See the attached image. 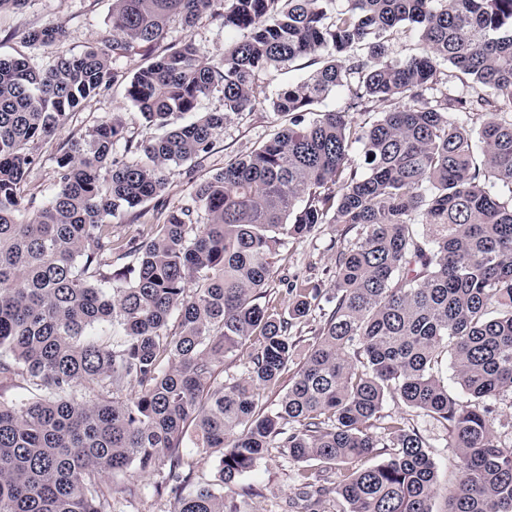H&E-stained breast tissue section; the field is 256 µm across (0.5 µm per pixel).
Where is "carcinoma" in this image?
I'll return each mask as SVG.
<instances>
[{
	"label": "carcinoma",
	"mask_w": 512,
	"mask_h": 512,
	"mask_svg": "<svg viewBox=\"0 0 512 512\" xmlns=\"http://www.w3.org/2000/svg\"><path fill=\"white\" fill-rule=\"evenodd\" d=\"M207 13L241 36L224 57L189 34L160 47L172 21L189 30ZM111 23L112 39L45 68L0 56V384L34 394L0 403V512H112L115 495L144 490L112 484L130 470L155 477L172 512H236L220 489L270 448L303 464V493L348 512H433L429 444L380 415L388 399L447 430L448 512H512V441L488 419L512 390V0H112ZM412 29L421 51L388 59ZM65 38L58 23L27 35ZM132 54L143 63L126 98L162 134L135 144L119 119L99 122L55 156V190L29 211L39 145ZM309 57L318 67L269 102L287 127L190 203L161 207L142 239H114L112 221L161 197L170 166L204 158L224 122L264 104L260 75ZM337 94L346 110H319ZM213 95L222 111L174 123ZM378 102L394 108L351 125L347 112ZM319 224L357 238L336 254L330 310L296 363L290 330L322 290L288 289L284 312L263 298L278 247ZM116 252L134 277L113 268ZM109 323L107 346L96 330ZM245 350L244 374L221 379ZM293 364L278 406L262 405ZM79 385L111 398L79 401ZM188 444L218 458V483L196 481ZM378 447L383 461L352 465Z\"/></svg>",
	"instance_id": "obj_1"
}]
</instances>
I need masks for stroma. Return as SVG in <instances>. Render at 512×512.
I'll list each match as a JSON object with an SVG mask.
<instances>
[{"label":"stroma","mask_w":512,"mask_h":512,"mask_svg":"<svg viewBox=\"0 0 512 512\" xmlns=\"http://www.w3.org/2000/svg\"><path fill=\"white\" fill-rule=\"evenodd\" d=\"M111 7V0H25L22 6L0 12V55L24 58L32 66L43 67L55 53H80L89 42L111 39ZM47 23L62 24L68 32L67 40L55 50L30 46L26 40L28 32ZM187 34L215 58L235 38L234 33L225 31L220 20L210 17L200 20L188 33L179 23H171L167 38L175 41ZM114 115L120 117L127 136L133 141L146 139L155 133L154 127L126 99L123 84L114 85L106 95L92 100L86 108L75 113L52 140L41 145L42 164L29 176L30 209L40 208L52 193L56 177L54 157L59 149L70 138L86 134L94 125ZM284 122V117L267 109L231 118L217 134L212 151L202 165L171 166L166 172L167 184L161 201L142 204L137 218L126 216L113 221V234L125 242L139 238L146 225L157 223L158 203H166L170 208L181 205L196 184L222 169L225 161L248 153L258 141ZM354 239V233L345 232L343 225L321 224L307 238L286 241L273 259L277 278L269 286L270 304L281 310L287 309V288L304 281L323 289L331 288L336 254L349 247ZM382 412L409 418L430 443L429 454L441 488L433 502V510L446 512L444 490L455 484L458 478V458L455 449L447 447L443 440L442 428L391 401L384 403ZM295 470L294 462L280 449H268L258 468L242 478L236 487L225 490L224 496L237 506L239 512H293Z\"/></svg>","instance_id":"35a3bbf8"}]
</instances>
